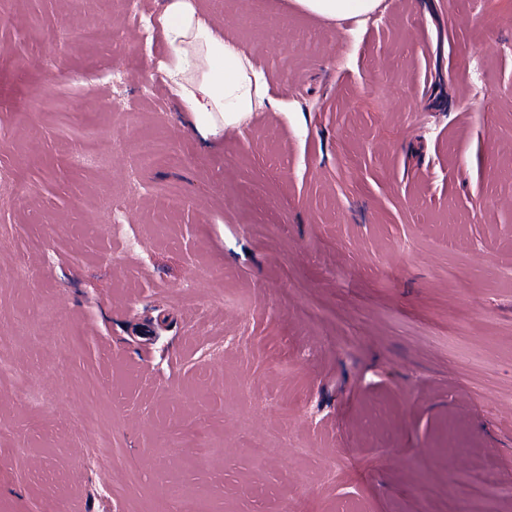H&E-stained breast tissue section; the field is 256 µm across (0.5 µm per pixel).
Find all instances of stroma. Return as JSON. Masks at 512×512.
Masks as SVG:
<instances>
[{
  "label": "stroma",
  "instance_id": "1",
  "mask_svg": "<svg viewBox=\"0 0 512 512\" xmlns=\"http://www.w3.org/2000/svg\"><path fill=\"white\" fill-rule=\"evenodd\" d=\"M210 3L269 101L205 147L122 0H0V512H443L512 475V0ZM295 6L303 13L321 18L339 19L373 12L378 0H294ZM161 150V141L153 135L145 134L136 142L133 159L140 168H151L156 164ZM506 477L508 478L506 479ZM505 486H510V476L503 474L497 463L489 462L479 470L472 472L467 480L460 485L457 499L448 504V512L460 510V503L485 500L489 489Z\"/></svg>",
  "mask_w": 512,
  "mask_h": 512
}]
</instances>
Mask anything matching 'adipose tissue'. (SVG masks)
Segmentation results:
<instances>
[{"mask_svg": "<svg viewBox=\"0 0 512 512\" xmlns=\"http://www.w3.org/2000/svg\"><path fill=\"white\" fill-rule=\"evenodd\" d=\"M304 13L339 19L373 12L379 0H294ZM170 57L162 69L196 131L216 139L239 125L266 95L263 76L239 42L213 30L198 0H167L161 19Z\"/></svg>", "mask_w": 512, "mask_h": 512, "instance_id": "obj_1", "label": "adipose tissue"}]
</instances>
